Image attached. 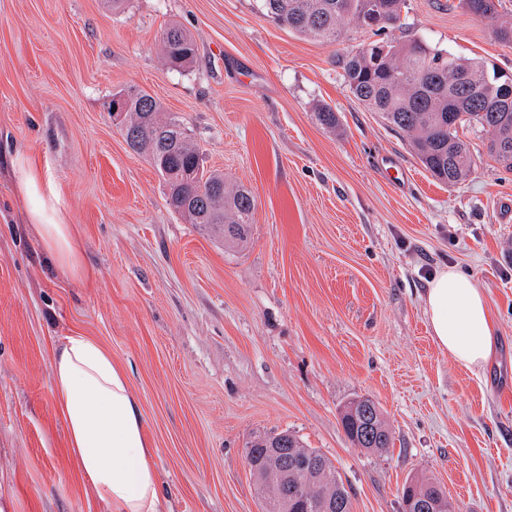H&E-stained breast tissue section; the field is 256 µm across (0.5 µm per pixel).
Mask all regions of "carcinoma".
I'll list each match as a JSON object with an SVG mask.
<instances>
[{
    "label": "carcinoma",
    "instance_id": "1",
    "mask_svg": "<svg viewBox=\"0 0 512 512\" xmlns=\"http://www.w3.org/2000/svg\"><path fill=\"white\" fill-rule=\"evenodd\" d=\"M266 14L307 39L334 45L342 39L348 23L377 34L389 27L401 28L405 0H261ZM390 8L387 21L374 23L373 5ZM469 13L493 24L496 37L512 42V14L500 11L501 0H459ZM163 60L168 66L194 61L197 46L181 27L171 25L160 36ZM344 83L369 111L378 113L388 127L403 134L414 155L436 179L452 186L466 180L472 170L469 144L459 130L478 129L487 135L490 157L512 171V111L493 112L494 99L503 90L507 75L488 76L483 63L432 49L418 40H390L338 56ZM466 79L483 88L484 100L475 104L465 98L448 97V86ZM120 130L128 147L145 155L166 190L169 207L199 230L240 245L250 236L255 208L251 192L242 185H228L224 175L205 169L198 146L182 118L164 112L155 98L143 90L122 93ZM360 407L370 418L340 413L341 424L351 443L371 453L387 450L389 431L378 403L360 397ZM273 455L262 447L265 438L253 441L247 457L264 458L265 469L254 474L257 490L265 500V512H280L283 483L275 478L278 463L288 461V485L314 484L317 494L294 505L293 512H351L352 500L334 468L324 476L311 461L329 463L315 448L306 446L288 431ZM441 488L421 475L405 484L402 495L412 496Z\"/></svg>",
    "mask_w": 512,
    "mask_h": 512
}]
</instances>
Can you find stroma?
<instances>
[{"instance_id": "35a3bbf8", "label": "stroma", "mask_w": 512, "mask_h": 512, "mask_svg": "<svg viewBox=\"0 0 512 512\" xmlns=\"http://www.w3.org/2000/svg\"><path fill=\"white\" fill-rule=\"evenodd\" d=\"M389 39L512 74V44L458 0H407ZM178 24L196 60L172 69ZM329 46L259 0H0V512H105L77 470L53 401L54 346L79 333L127 372L168 512H260L245 456L290 431L349 487L352 512H401L432 475L459 512H512V172L464 131L475 166L435 180L358 102ZM128 89L181 115L207 168L249 188L254 223L228 249L169 209L107 106ZM330 105L338 124L319 123ZM52 176L88 268L57 270L27 217L16 154ZM453 265L487 296L496 352L483 371L434 342L423 296ZM379 403L386 452L354 447L351 400ZM160 43L165 65L183 66L192 63L196 58V43L177 25H171L161 32Z\"/></svg>"}]
</instances>
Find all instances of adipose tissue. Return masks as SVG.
Instances as JSON below:
<instances>
[{
    "label": "adipose tissue",
    "instance_id": "ef3b65f1",
    "mask_svg": "<svg viewBox=\"0 0 512 512\" xmlns=\"http://www.w3.org/2000/svg\"><path fill=\"white\" fill-rule=\"evenodd\" d=\"M15 166L42 249L60 269L84 276L58 199L43 190L49 174L23 155ZM424 308L435 343L458 366L477 372L491 361L496 327L487 299L457 267H442L432 276ZM51 378L67 446L106 512H160L163 488L152 462L153 444L125 370L97 341L75 334L55 348Z\"/></svg>",
    "mask_w": 512,
    "mask_h": 512
}]
</instances>
